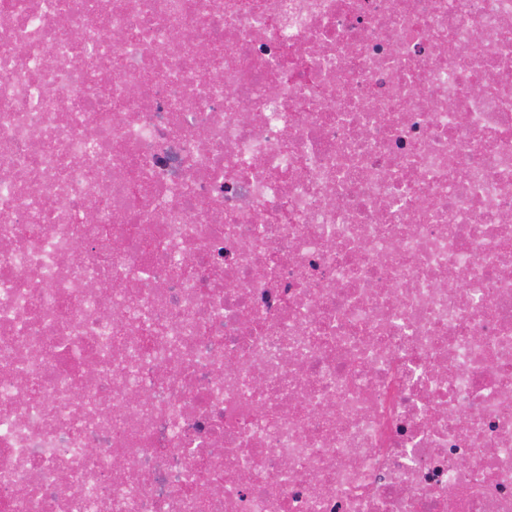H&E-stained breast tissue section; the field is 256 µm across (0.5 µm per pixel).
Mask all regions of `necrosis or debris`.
Here are the masks:
<instances>
[{"instance_id": "1", "label": "necrosis or debris", "mask_w": 512, "mask_h": 512, "mask_svg": "<svg viewBox=\"0 0 512 512\" xmlns=\"http://www.w3.org/2000/svg\"><path fill=\"white\" fill-rule=\"evenodd\" d=\"M0 512H512V0H0Z\"/></svg>"}]
</instances>
